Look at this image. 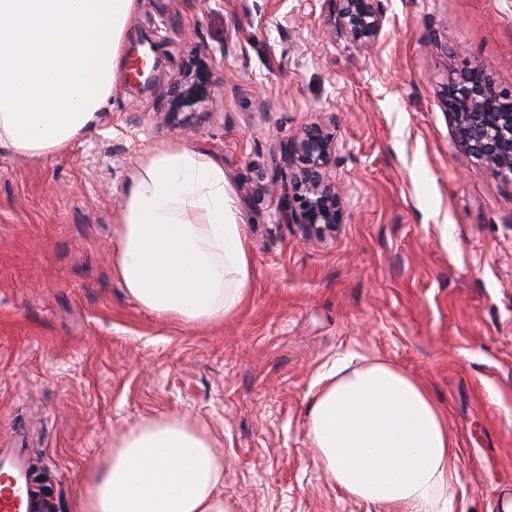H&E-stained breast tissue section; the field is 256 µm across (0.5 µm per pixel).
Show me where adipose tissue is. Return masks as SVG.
<instances>
[{
  "label": "adipose tissue",
  "mask_w": 512,
  "mask_h": 512,
  "mask_svg": "<svg viewBox=\"0 0 512 512\" xmlns=\"http://www.w3.org/2000/svg\"><path fill=\"white\" fill-rule=\"evenodd\" d=\"M137 0H0V147L66 151L92 126L121 71ZM112 269L144 311L186 325L235 314L251 247L224 165L180 144L142 150L119 209ZM306 430L350 498L394 512H451L448 421L428 390L387 363L323 374ZM224 458L186 419L133 428L83 479L80 512H229Z\"/></svg>",
  "instance_id": "ef3b65f1"
}]
</instances>
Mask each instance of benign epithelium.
I'll use <instances>...</instances> for the list:
<instances>
[{"instance_id": "1", "label": "benign epithelium", "mask_w": 512, "mask_h": 512, "mask_svg": "<svg viewBox=\"0 0 512 512\" xmlns=\"http://www.w3.org/2000/svg\"><path fill=\"white\" fill-rule=\"evenodd\" d=\"M375 2L339 0L338 12L330 14L331 32L341 33L357 49L372 47L383 28ZM210 91V68L202 61L187 86L174 83L173 99L180 107L191 106L208 98ZM446 105L459 146L512 184V92L496 87L485 64L469 63L465 81L448 85ZM334 150L333 138L318 127L284 146L285 163L290 167L297 161L300 170L271 183V191L279 195V218L309 227L340 223V197L327 175Z\"/></svg>"}]
</instances>
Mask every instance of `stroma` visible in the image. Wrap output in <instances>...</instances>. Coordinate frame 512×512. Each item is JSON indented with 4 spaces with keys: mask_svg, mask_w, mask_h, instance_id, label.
Returning a JSON list of instances; mask_svg holds the SVG:
<instances>
[{
    "mask_svg": "<svg viewBox=\"0 0 512 512\" xmlns=\"http://www.w3.org/2000/svg\"><path fill=\"white\" fill-rule=\"evenodd\" d=\"M377 45L328 38L330 0H140L97 121L60 154L0 148V448L24 434L51 512L113 439L180 415L224 456L230 512H386L344 496L306 434L321 374L386 361L448 416L452 512L512 503V185L457 144L445 104L464 62L512 90V0H379ZM211 69L209 99L169 107ZM318 125L336 150L337 224L277 222L283 147ZM224 165L251 242L248 300L220 324L159 320L112 271L141 148Z\"/></svg>",
    "mask_w": 512,
    "mask_h": 512,
    "instance_id": "obj_1",
    "label": "stroma"
}]
</instances>
